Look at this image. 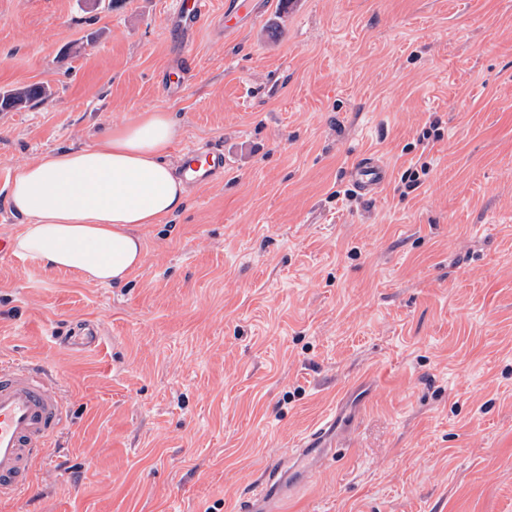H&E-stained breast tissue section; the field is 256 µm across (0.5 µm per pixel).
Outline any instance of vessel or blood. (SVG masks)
Segmentation results:
<instances>
[{
	"label": "vessel or blood",
	"instance_id": "obj_1",
	"mask_svg": "<svg viewBox=\"0 0 512 512\" xmlns=\"http://www.w3.org/2000/svg\"><path fill=\"white\" fill-rule=\"evenodd\" d=\"M213 0H169L170 29L178 51L171 70L189 71L192 37L208 17ZM223 152L187 147L183 174L199 186L224 176ZM351 179L363 194L377 196L387 179L384 162L375 156L359 158ZM67 416L51 379L39 368L0 363V500L31 490L33 470L44 459L51 439L66 425ZM337 446L336 421L326 417L282 461L297 482H305Z\"/></svg>",
	"mask_w": 512,
	"mask_h": 512
}]
</instances>
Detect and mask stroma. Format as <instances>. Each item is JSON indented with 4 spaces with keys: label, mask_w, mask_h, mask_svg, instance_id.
<instances>
[{
    "label": "stroma",
    "mask_w": 512,
    "mask_h": 512,
    "mask_svg": "<svg viewBox=\"0 0 512 512\" xmlns=\"http://www.w3.org/2000/svg\"><path fill=\"white\" fill-rule=\"evenodd\" d=\"M227 2L167 93V0H0V90H50L0 171L156 110L226 159L121 285L0 258V361L68 414L0 512H239L331 413L279 512H512V0ZM361 154L386 188L339 197ZM337 414L332 418L326 415L322 421L306 436H304L297 444L288 457L284 458L281 467L277 470L268 471L267 480L260 486L265 489L264 495L257 498V509H271L273 495H270L272 488L280 495H284L290 491L293 484L288 487L283 485L278 479V475L282 468L288 470V475L296 477V483H303L315 474L319 468L325 463L326 459L333 456V448H337L336 440V421Z\"/></svg>",
    "instance_id": "stroma-1"
}]
</instances>
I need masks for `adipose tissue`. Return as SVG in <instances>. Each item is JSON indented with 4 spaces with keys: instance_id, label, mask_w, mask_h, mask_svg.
<instances>
[{
    "instance_id": "adipose-tissue-1",
    "label": "adipose tissue",
    "mask_w": 512,
    "mask_h": 512,
    "mask_svg": "<svg viewBox=\"0 0 512 512\" xmlns=\"http://www.w3.org/2000/svg\"><path fill=\"white\" fill-rule=\"evenodd\" d=\"M179 135L165 112H143L95 142L62 147L15 169L6 198L25 222L18 255L87 283H123L145 259L136 234L186 204L170 150Z\"/></svg>"
}]
</instances>
